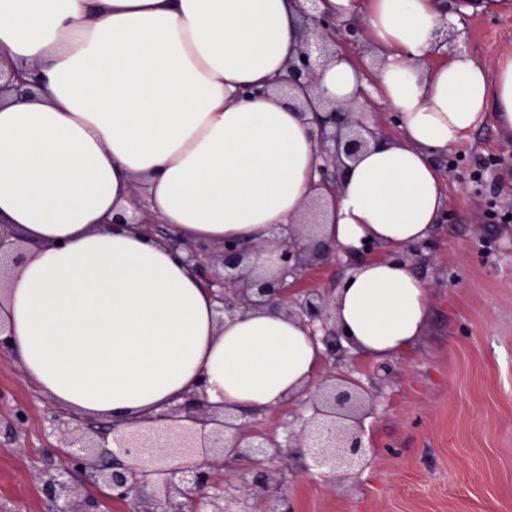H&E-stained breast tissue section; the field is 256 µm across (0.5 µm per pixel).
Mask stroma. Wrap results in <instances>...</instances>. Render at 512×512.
Listing matches in <instances>:
<instances>
[{
  "instance_id": "1",
  "label": "stroma",
  "mask_w": 512,
  "mask_h": 512,
  "mask_svg": "<svg viewBox=\"0 0 512 512\" xmlns=\"http://www.w3.org/2000/svg\"><path fill=\"white\" fill-rule=\"evenodd\" d=\"M452 51L488 69L512 57V0L454 20ZM494 120L452 145L444 175L448 222L424 277L428 329L374 389L367 468L328 483L296 476L292 512H512V163ZM25 415L0 436V512H50L41 482L65 465L49 418L57 402L0 361V412Z\"/></svg>"
}]
</instances>
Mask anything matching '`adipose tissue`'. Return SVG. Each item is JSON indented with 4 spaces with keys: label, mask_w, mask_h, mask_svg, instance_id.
<instances>
[{
    "label": "adipose tissue",
    "mask_w": 512,
    "mask_h": 512,
    "mask_svg": "<svg viewBox=\"0 0 512 512\" xmlns=\"http://www.w3.org/2000/svg\"><path fill=\"white\" fill-rule=\"evenodd\" d=\"M358 17L374 82L341 54L317 97L398 113L324 196L321 237L338 252L382 244L336 290L344 344L380 363L424 335V280L396 253L436 232L446 204L433 155L494 118L512 141V58L489 77L456 52L425 66L451 20L438 0H322ZM297 0H0V49L33 71L34 95L0 102V223L25 244L0 298L7 355L70 412L149 418L193 392L237 413L301 394L321 363L302 324L261 310L218 321L181 251L134 224L112 225L143 180L150 212L184 240L262 248L320 193V158L292 100L244 97L294 60Z\"/></svg>",
    "instance_id": "ef3b65f1"
}]
</instances>
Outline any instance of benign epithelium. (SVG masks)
I'll use <instances>...</instances> for the list:
<instances>
[{"instance_id": "obj_1", "label": "benign epithelium", "mask_w": 512, "mask_h": 512, "mask_svg": "<svg viewBox=\"0 0 512 512\" xmlns=\"http://www.w3.org/2000/svg\"><path fill=\"white\" fill-rule=\"evenodd\" d=\"M318 2L303 0L299 56L275 79L249 88L246 96H260L270 86L285 94L294 87L314 86L319 66L341 51L336 34L353 42L361 37L354 19L325 15L318 11ZM34 84L32 73L0 69L1 95L27 93ZM310 124L321 158L320 186L331 193L339 188L346 161L383 138L363 105L329 103L312 113ZM140 198L133 194L131 215L118 216L113 223L138 224L147 234L184 250L202 285L216 297L219 323L266 308L296 319L323 345L324 371L304 390L299 431L289 434L284 445L195 393L157 413L150 429L138 422L120 426L110 420L84 421L65 438L69 463L44 473L53 512H99L98 500L75 489L73 472L78 470L87 482L107 489L109 498L130 501L135 512H198L201 503L209 512H286L288 498L276 464L299 457L304 471L324 481L363 470L368 464L366 419L374 415L375 404L362 376L372 373L385 379L394 374L395 365L367 364L345 348L336 328L335 288L308 286L314 270L339 257L333 245L318 238L319 199H311L302 220L283 228L272 242L280 271L263 280L246 273L255 246L226 239L214 249L185 241L169 225L157 222ZM437 247L433 236L408 246L399 259L420 274ZM23 253V245L0 226V281L21 263ZM383 255L384 247L371 242L348 255L346 265L352 269Z\"/></svg>"}]
</instances>
